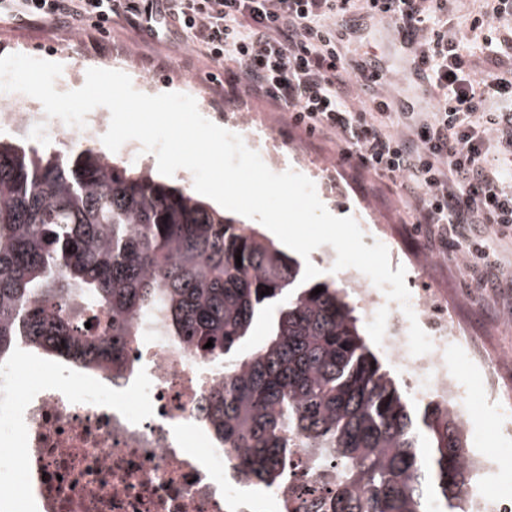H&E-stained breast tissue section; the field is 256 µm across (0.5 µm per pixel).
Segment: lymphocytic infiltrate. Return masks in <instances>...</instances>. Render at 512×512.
Masks as SVG:
<instances>
[{
	"label": "lymphocytic infiltrate",
	"instance_id": "f902f5d3",
	"mask_svg": "<svg viewBox=\"0 0 512 512\" xmlns=\"http://www.w3.org/2000/svg\"><path fill=\"white\" fill-rule=\"evenodd\" d=\"M29 16L81 29L109 30L114 15L152 35L175 28L189 38L190 60L223 68L229 89L269 100L307 134L333 136L343 156L395 185L418 232L461 252L468 267L493 270L490 237L512 231V110L492 112V98L512 100L500 67L474 71L466 32L448 33V0H23ZM382 11L389 29L419 34L410 92L431 107L398 111L379 94L385 72L351 63L342 29L356 13ZM482 224L485 236L470 227Z\"/></svg>",
	"mask_w": 512,
	"mask_h": 512
}]
</instances>
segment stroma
<instances>
[{"label":"stroma","instance_id":"35a3bbf8","mask_svg":"<svg viewBox=\"0 0 512 512\" xmlns=\"http://www.w3.org/2000/svg\"><path fill=\"white\" fill-rule=\"evenodd\" d=\"M512 36V15L496 21L493 31L470 32L466 51L474 70L490 64L494 43ZM352 59L373 58L398 70L401 60L387 29L371 27L353 38ZM25 54L40 59L66 61L67 69L57 78V91L83 86L90 68L125 72L140 83L141 93L169 89L186 92L195 87L194 99L202 116L228 131H236L239 119L261 125L271 134L284 157V170L311 179L320 201L335 213L355 218L361 224H383L388 228L396 252L391 269L405 267L408 288L426 286L447 295L455 315L475 336L484 337L490 353L512 361V288L506 283L488 285L485 273L464 269L462 256L428 245L422 234L409 224L404 206L391 182L344 159L339 143L311 137L289 126L286 112L267 101L225 92L216 81L219 69L200 61L187 66V38L183 32H161L150 37L115 17L111 29L102 33L93 25L84 32H72L64 23L45 18L17 19L0 12V56ZM448 364L465 384L471 401L469 425L479 437L482 450H494L495 491H512V421L506 420L497 405L484 402L479 394L480 378L464 355L449 351Z\"/></svg>","mask_w":512,"mask_h":512}]
</instances>
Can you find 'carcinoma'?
<instances>
[{
  "label": "carcinoma",
  "instance_id": "carcinoma-1",
  "mask_svg": "<svg viewBox=\"0 0 512 512\" xmlns=\"http://www.w3.org/2000/svg\"><path fill=\"white\" fill-rule=\"evenodd\" d=\"M302 278L256 228L146 168L84 146L44 155L0 140V363L24 343L96 368L158 310L167 335L224 365L208 419L247 480L274 485L300 448L336 464L332 512H429L432 501L463 512L457 419L432 402L411 409L346 294ZM260 317L267 341L238 354ZM87 322L102 333L88 335Z\"/></svg>",
  "mask_w": 512,
  "mask_h": 512
}]
</instances>
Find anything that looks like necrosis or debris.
Wrapping results in <instances>:
<instances>
[{"instance_id":"necrosis-or-debris-1","label":"necrosis or debris","mask_w":512,"mask_h":512,"mask_svg":"<svg viewBox=\"0 0 512 512\" xmlns=\"http://www.w3.org/2000/svg\"><path fill=\"white\" fill-rule=\"evenodd\" d=\"M342 285L356 293L388 360L419 397L441 403L467 425L471 406L448 365L461 349L479 372L486 400H499L503 363L481 352L432 289L411 292L408 307L433 348L408 350L404 306L388 300L360 271ZM134 343L95 370L51 365L21 396L19 361L0 366V475L17 474L19 490H0V512H327L336 467L305 453L288 459L275 486L250 492L205 424L204 401L224 380L196 348L167 336L162 313L138 320ZM193 433L197 447L184 435ZM495 467L483 456L461 495L465 512H512V495L488 494Z\"/></svg>"}]
</instances>
